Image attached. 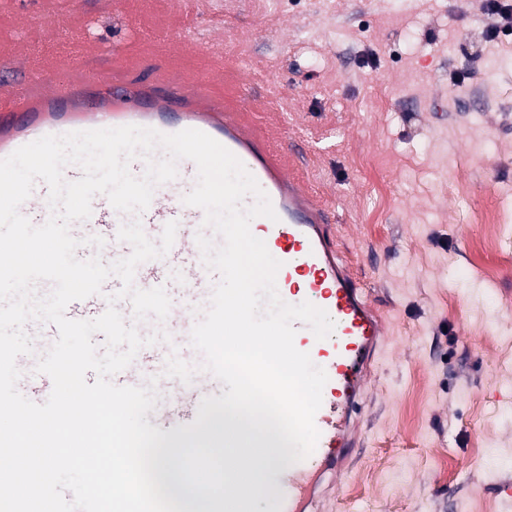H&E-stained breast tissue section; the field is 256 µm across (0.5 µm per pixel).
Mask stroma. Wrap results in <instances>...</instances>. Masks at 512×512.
I'll list each match as a JSON object with an SVG mask.
<instances>
[{
	"instance_id": "35a3bbf8",
	"label": "stroma",
	"mask_w": 512,
	"mask_h": 512,
	"mask_svg": "<svg viewBox=\"0 0 512 512\" xmlns=\"http://www.w3.org/2000/svg\"><path fill=\"white\" fill-rule=\"evenodd\" d=\"M0 0V53L105 56L126 84L207 73L334 213L338 245L387 332L352 472L321 477L313 512H512V34L476 0ZM243 57L233 82L221 58ZM497 200L501 224L483 223ZM483 241L493 281L465 272Z\"/></svg>"
}]
</instances>
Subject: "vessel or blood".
<instances>
[{"label": "vessel or blood", "instance_id": "vessel-or-blood-1", "mask_svg": "<svg viewBox=\"0 0 512 512\" xmlns=\"http://www.w3.org/2000/svg\"><path fill=\"white\" fill-rule=\"evenodd\" d=\"M98 71V66H88L86 78L75 82L62 71L46 76L33 66L26 71L23 85L0 91V158L47 135L135 125L163 134L196 129L241 160L277 214L273 220L252 219L250 230L282 263L276 277L280 297L290 304L307 301L323 308L334 322L332 334L321 340L308 325L294 324L296 348L308 353L328 377L314 419L320 437L308 458L284 466L277 481L264 488L275 512H307L321 475L341 468L361 439L358 418L370 369L386 339L381 312L338 254L331 210L288 171L269 140L253 134L212 98L203 76L186 74L176 80L158 76L148 83L107 86L99 81ZM176 167V178L155 188L149 207L139 216L144 233L155 242L168 222H177L174 244L165 256L139 265L134 279L140 289L165 288L171 300L169 315L162 323L152 317L138 323L128 300L118 301L117 308L125 323L136 325L141 335L161 329L180 342L175 348L165 341L143 347L133 363L112 378L120 386L142 385L155 365L173 352L195 366L194 382L170 379L166 400L153 415L156 426L171 433L195 420L205 397L224 391L218 379L202 370L204 357L190 341L220 276L206 267L196 242L197 233L205 229L204 211L185 205L177 192L179 186L197 180V167L188 159L178 160ZM47 198V189H40L22 204L21 213L34 225H42L50 214ZM129 220L105 195H95L90 218L71 226L72 235L83 241L77 257L97 256L107 265L129 255L130 245L118 238L120 226ZM89 236L102 237L104 246L87 245ZM120 287L117 277L108 278L102 294L68 305L69 318L100 316L108 307V295ZM251 484V478L243 475L230 486L224 512H248Z\"/></svg>", "mask_w": 512, "mask_h": 512}]
</instances>
